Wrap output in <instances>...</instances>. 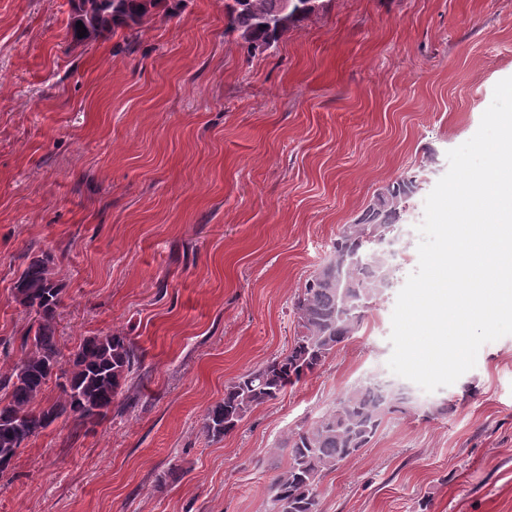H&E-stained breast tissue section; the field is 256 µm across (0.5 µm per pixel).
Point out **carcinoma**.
Here are the masks:
<instances>
[{"instance_id": "1", "label": "carcinoma", "mask_w": 512, "mask_h": 512, "mask_svg": "<svg viewBox=\"0 0 512 512\" xmlns=\"http://www.w3.org/2000/svg\"><path fill=\"white\" fill-rule=\"evenodd\" d=\"M162 0H77L69 23L71 42L81 46L119 29L136 31L144 18L161 7ZM320 7V0H293L289 9L280 0H224L229 27L248 52H273L281 36L296 22ZM82 22L84 37H79ZM421 190L418 174L411 173L377 190L374 203L353 224L342 225L326 260L342 268L358 288L377 297L385 290L378 267L359 266L351 258L374 245L401 216L405 203ZM49 253L30 259L13 286L15 302L33 315L20 336L22 357L11 372L0 375V475L32 438L64 418L75 427L87 426L84 412H100L107 420L115 398L140 366L137 346L129 336L111 332L89 336L70 354V368L62 367L64 354L56 336V317L63 289L53 274ZM339 299L317 272L294 303L299 328L293 346L283 356L267 360L229 383L224 399L210 407L202 422L209 441L233 432L247 413L276 400L290 384L320 368L336 348L350 339L364 318L336 320ZM54 383L59 396L42 397ZM398 411V400L374 393L370 386L347 392L334 408L307 427L291 430L276 446L287 452L288 463L272 479L266 512H320L317 486L328 472L366 448L387 415Z\"/></svg>"}]
</instances>
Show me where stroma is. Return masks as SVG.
Returning <instances> with one entry per match:
<instances>
[{
    "instance_id": "stroma-1",
    "label": "stroma",
    "mask_w": 512,
    "mask_h": 512,
    "mask_svg": "<svg viewBox=\"0 0 512 512\" xmlns=\"http://www.w3.org/2000/svg\"><path fill=\"white\" fill-rule=\"evenodd\" d=\"M70 12L0 0V373L29 321L12 285L44 252L63 351L122 332L143 365L102 425L59 420L28 442L0 476V512H266L288 462L277 442L388 373L397 289L230 435L205 440L202 418L288 351L294 300L342 225L419 171L398 282L416 270L446 153L512 76V0H323L258 56L224 0H180L78 48ZM318 495L322 512H512V335L453 385L414 388Z\"/></svg>"
}]
</instances>
